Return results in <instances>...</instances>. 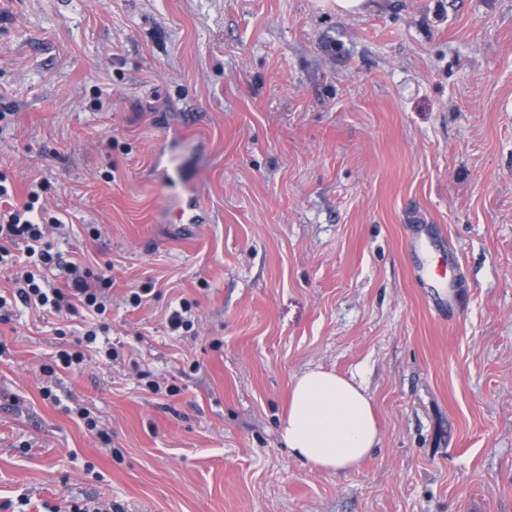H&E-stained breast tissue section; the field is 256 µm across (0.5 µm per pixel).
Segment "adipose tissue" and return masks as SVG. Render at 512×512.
I'll list each match as a JSON object with an SVG mask.
<instances>
[{
	"label": "adipose tissue",
	"mask_w": 512,
	"mask_h": 512,
	"mask_svg": "<svg viewBox=\"0 0 512 512\" xmlns=\"http://www.w3.org/2000/svg\"><path fill=\"white\" fill-rule=\"evenodd\" d=\"M280 435L295 458L330 471L358 467L380 441L373 407L361 387L320 369L296 378Z\"/></svg>",
	"instance_id": "adipose-tissue-1"
}]
</instances>
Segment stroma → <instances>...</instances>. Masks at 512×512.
<instances>
[{"mask_svg": "<svg viewBox=\"0 0 512 512\" xmlns=\"http://www.w3.org/2000/svg\"><path fill=\"white\" fill-rule=\"evenodd\" d=\"M1 173L111 279L87 343L0 276V512H512V0H0ZM314 368L358 469L280 437ZM280 435L295 458L330 471L358 467L380 441L373 407L361 387L320 369L296 378Z\"/></svg>", "mask_w": 512, "mask_h": 512, "instance_id": "35a3bbf8", "label": "stroma"}]
</instances>
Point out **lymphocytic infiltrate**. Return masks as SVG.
<instances>
[{
	"label": "lymphocytic infiltrate",
	"instance_id": "1",
	"mask_svg": "<svg viewBox=\"0 0 512 512\" xmlns=\"http://www.w3.org/2000/svg\"><path fill=\"white\" fill-rule=\"evenodd\" d=\"M6 201V208H0V263L8 262L15 268L13 281L16 295L25 306H37L49 312L68 311L77 313L79 308L101 315L106 304L96 288L86 278L78 276L73 263L64 262L55 250V243L49 237L50 228L60 227V219L50 223L39 222L36 216L40 195L30 191L23 202L16 203L5 178H0V201ZM61 267L73 275L72 291L61 288H44L40 282L43 272L52 267Z\"/></svg>",
	"mask_w": 512,
	"mask_h": 512
}]
</instances>
